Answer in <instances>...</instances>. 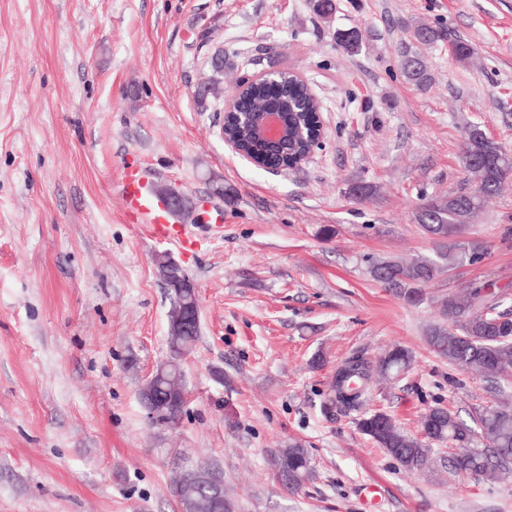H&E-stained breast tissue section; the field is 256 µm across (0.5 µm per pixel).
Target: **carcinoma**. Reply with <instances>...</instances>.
<instances>
[{"instance_id": "obj_1", "label": "carcinoma", "mask_w": 512, "mask_h": 512, "mask_svg": "<svg viewBox=\"0 0 512 512\" xmlns=\"http://www.w3.org/2000/svg\"><path fill=\"white\" fill-rule=\"evenodd\" d=\"M444 38L443 32L423 24L413 39L430 45ZM402 69L421 86L431 80L420 53L410 47L402 53ZM283 95L293 104L292 120L304 126L311 121L312 109L303 105L305 84L290 69L282 71ZM277 98L260 82L249 87L246 108L256 112L272 107ZM461 165L472 183L468 190L435 196L426 200L417 212L421 228L438 242L435 256L418 255L408 261H376L371 264L375 280L411 306L425 303V286L439 279L449 267L477 263L484 251L474 243L458 238L465 235L486 198L497 194L512 175V151L487 136L479 124H472L462 147ZM437 310L435 321L426 332V342L439 356L463 373L488 381L512 376V308L507 293L492 283L473 284L460 292H448L430 300ZM199 338V325L189 331L168 336L169 357L155 371L157 394L178 397L185 394L182 369ZM413 356L407 348L394 345L374 360L354 357L336 371L326 399L325 409L356 411L358 429L378 447L397 460L407 471L426 467L432 448L426 440L404 432L387 413L367 412L364 406L373 387L384 378H398L408 371ZM473 425L459 420L443 406H434L422 415L421 432L434 443L448 442L457 449L452 461L454 473L477 479L505 481L512 477V395L501 389L495 402L474 408ZM278 477L290 490L300 489L312 475L307 449L294 443L280 450L276 458ZM209 469L204 465L184 469L176 481L178 500L187 512H214V502L223 500L224 512H232L220 482H207Z\"/></svg>"}]
</instances>
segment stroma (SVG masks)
I'll return each instance as SVG.
<instances>
[{
  "label": "stroma",
  "instance_id": "1",
  "mask_svg": "<svg viewBox=\"0 0 512 512\" xmlns=\"http://www.w3.org/2000/svg\"><path fill=\"white\" fill-rule=\"evenodd\" d=\"M313 3L0 0V512H180L172 481L196 462L233 512H512V484L455 476L452 449L410 472L323 407L339 365L394 344L414 364L368 407L405 431L428 407L465 420L492 399L427 345L435 307L404 303L368 262L433 255L417 209L466 187L469 125L512 150V0H334L326 18ZM422 22L445 38L421 47L420 88L401 53ZM457 38L473 58L452 57ZM286 67L318 97L325 140L274 175L225 147L207 106ZM131 171L203 202L191 248L125 211ZM466 239L483 260L430 295L486 281L512 294V177ZM162 256L196 284L201 316L172 428L139 400L168 355ZM293 442L314 467L295 492L274 464Z\"/></svg>",
  "mask_w": 512,
  "mask_h": 512
}]
</instances>
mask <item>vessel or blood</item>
<instances>
[{"mask_svg":"<svg viewBox=\"0 0 512 512\" xmlns=\"http://www.w3.org/2000/svg\"><path fill=\"white\" fill-rule=\"evenodd\" d=\"M121 195L129 212L139 215L144 223L150 224L154 235L188 248L191 239L185 227L173 225L172 216L162 201L151 195L139 175L128 174L121 185Z\"/></svg>","mask_w":512,"mask_h":512,"instance_id":"1","label":"vessel or blood"}]
</instances>
